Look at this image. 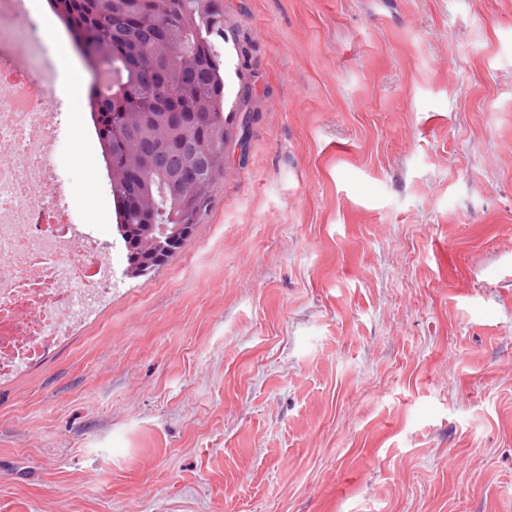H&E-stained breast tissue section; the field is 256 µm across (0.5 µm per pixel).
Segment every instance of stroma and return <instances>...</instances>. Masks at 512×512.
Here are the masks:
<instances>
[{
	"instance_id": "35a3bbf8",
	"label": "stroma",
	"mask_w": 512,
	"mask_h": 512,
	"mask_svg": "<svg viewBox=\"0 0 512 512\" xmlns=\"http://www.w3.org/2000/svg\"><path fill=\"white\" fill-rule=\"evenodd\" d=\"M231 133L153 274L0 382V512H512V0H220ZM87 100L56 161L82 221Z\"/></svg>"
}]
</instances>
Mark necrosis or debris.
Returning <instances> with one entry per match:
<instances>
[{"mask_svg": "<svg viewBox=\"0 0 512 512\" xmlns=\"http://www.w3.org/2000/svg\"><path fill=\"white\" fill-rule=\"evenodd\" d=\"M29 0H0V381L52 353L75 326L110 301L111 245L77 222L65 200L52 142L64 103L48 18ZM38 22L27 55L14 29Z\"/></svg>", "mask_w": 512, "mask_h": 512, "instance_id": "4bbe7bcc", "label": "necrosis or debris"}]
</instances>
